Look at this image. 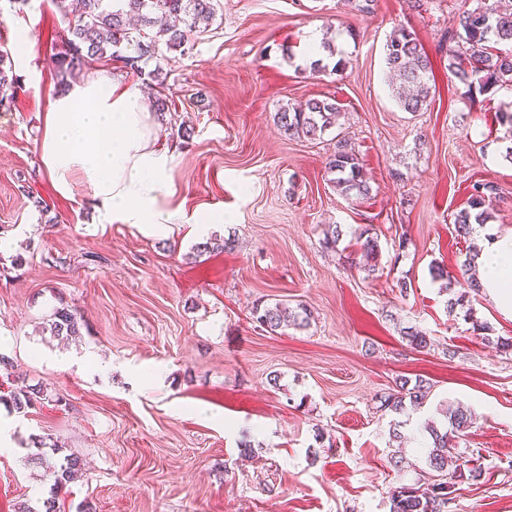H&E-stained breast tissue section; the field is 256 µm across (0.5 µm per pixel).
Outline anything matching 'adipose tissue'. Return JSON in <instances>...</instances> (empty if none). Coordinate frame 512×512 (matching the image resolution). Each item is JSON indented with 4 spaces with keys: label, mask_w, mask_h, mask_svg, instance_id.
Instances as JSON below:
<instances>
[{
    "label": "adipose tissue",
    "mask_w": 512,
    "mask_h": 512,
    "mask_svg": "<svg viewBox=\"0 0 512 512\" xmlns=\"http://www.w3.org/2000/svg\"><path fill=\"white\" fill-rule=\"evenodd\" d=\"M167 118L149 111L139 86L105 75L70 82L43 116L40 161L59 195L85 187L106 223L165 233L180 211L173 207L176 155L152 146ZM481 236L476 259L482 291L512 314V234Z\"/></svg>",
    "instance_id": "ef3b65f1"
}]
</instances>
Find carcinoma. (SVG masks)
I'll return each instance as SVG.
<instances>
[{"mask_svg":"<svg viewBox=\"0 0 512 512\" xmlns=\"http://www.w3.org/2000/svg\"><path fill=\"white\" fill-rule=\"evenodd\" d=\"M75 19L69 22L63 49L55 57L61 77L75 78L96 63L115 64L117 69L143 76L157 85L161 68L145 71L148 60L175 50L185 55L193 50L190 35L199 23L215 19L219 0H77ZM477 6L459 16L457 26L447 31L448 76L481 92L495 86H512V11L501 6V0H476ZM150 34H142L143 30ZM385 62L392 78L395 97L400 107L410 113L422 112L433 97L432 62L420 41L403 28L395 30L386 42ZM20 89L13 73L8 50L0 49V109L9 110ZM342 107L329 97L311 98L300 107H283L275 113L276 125L290 137L317 140L335 127ZM327 168L334 174L333 184L342 196L353 202L370 198L372 187L359 159L344 138L336 139L334 153ZM499 198V187L492 182L472 185L470 209L456 214L455 232L460 238L472 234V225L485 224L491 218L488 209ZM366 257L378 253V239L362 230L357 237ZM253 318L269 333L288 326H307L310 313L305 308L292 309L279 302L273 306L255 307ZM487 343L505 353H512V338L492 337L490 327L480 323ZM56 336L79 334L77 314L62 308L54 313L50 326ZM430 383L421 378L403 380L380 397V408L400 413L405 404L420 407L426 403ZM43 391L21 389L10 397L12 409L21 413L32 407ZM448 427L441 431L434 422L426 423L433 448L427 456V477L412 484L402 483L390 495V512H446L454 487L465 480H476L481 471L472 459L461 456L453 469H448L446 454L451 438H458L471 427L473 416L464 407L448 410ZM81 469L77 457L66 455L48 467L53 481L51 491L63 487Z\"/></svg>","mask_w":512,"mask_h":512,"instance_id":"cac0c4a2","label":"carcinoma"}]
</instances>
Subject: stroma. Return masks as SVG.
<instances>
[{
  "label": "stroma",
  "instance_id": "stroma-1",
  "mask_svg": "<svg viewBox=\"0 0 512 512\" xmlns=\"http://www.w3.org/2000/svg\"><path fill=\"white\" fill-rule=\"evenodd\" d=\"M475 0H221L192 55L165 52L164 94L176 104L156 146L173 150L174 200L185 214L223 209L224 223L174 225L169 237L100 223L90 196L66 198L39 165L43 114L61 91L54 62L68 25L53 0H0V42L21 88L0 110V512H389L390 491L416 482L432 441L461 405L476 420L454 439L482 468L448 512H512V354L473 329L512 337V315L485 293L448 310L435 279L460 276L477 238L454 218L477 181L501 200L486 228L512 231V88L468 93L449 80L444 33ZM415 33L433 62L435 96L411 114L396 103L385 44ZM332 40L344 71L316 73L312 38ZM336 98L341 129L372 186L353 205L325 168L330 139L285 136L280 107ZM344 234L322 244L328 226ZM372 226L377 270L361 265L355 230ZM232 251H199L212 237ZM407 282L400 291L399 282ZM305 306V328L269 334L256 304ZM60 308L81 335L53 336ZM430 348L415 350L405 328ZM423 377V407L380 410L400 378ZM38 387L27 413L14 391ZM399 439H392V430ZM254 451L243 456L241 440ZM78 456L84 477L51 492L37 442ZM403 462L394 465V454Z\"/></svg>",
  "mask_w": 512,
  "mask_h": 512
}]
</instances>
